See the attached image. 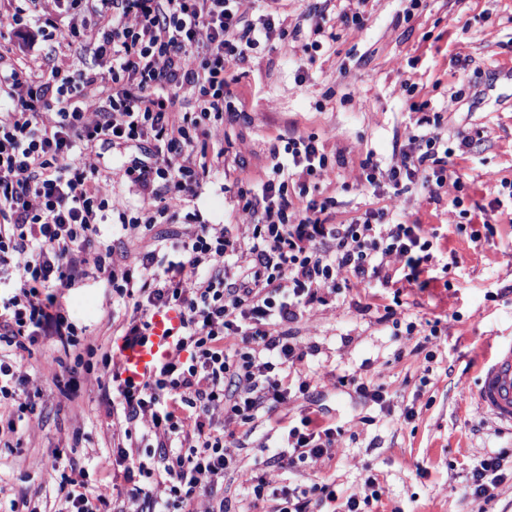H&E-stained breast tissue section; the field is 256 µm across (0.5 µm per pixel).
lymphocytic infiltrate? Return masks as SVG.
I'll return each instance as SVG.
<instances>
[{"label": "lymphocytic infiltrate", "instance_id": "lymphocytic-infiltrate-1", "mask_svg": "<svg viewBox=\"0 0 512 512\" xmlns=\"http://www.w3.org/2000/svg\"><path fill=\"white\" fill-rule=\"evenodd\" d=\"M14 23L30 20L37 40L18 45L0 68V436L22 440L42 425L33 399L54 367L30 364L33 345L100 354V405L115 443L96 470L126 485L88 483V472L58 450L59 512H192L213 495L231 467L225 450L239 428L271 416L290 391L309 394L298 370L305 352L288 326L306 308L351 288L388 279L387 259L407 270L408 284L427 287L433 243L422 225L392 223L380 209L335 221V201L312 196L332 172L316 140L288 132L272 145L269 178L260 188L236 174L224 145V117L235 111L234 71L272 40H287L281 0L246 22L241 0H22ZM91 63L73 68L68 52ZM388 170L372 157L360 168L366 186L388 179L395 192L420 181L430 201L446 185L463 188L453 159L471 136L445 141L434 118ZM147 143L125 174L147 206L125 224L135 258L115 257L100 226L112 199V173L99 166L98 143ZM221 177L258 223L238 236L221 224H183L146 240L174 220L205 181ZM305 198L296 206L295 197ZM167 260H158L159 252ZM235 268H227V257ZM106 279L125 313L124 345L147 340L155 312L182 315L180 337L146 382L124 378L110 351L83 344L82 328L61 302L65 290ZM335 428L306 416L289 427L280 459L288 467L327 454ZM503 454L475 462L466 494L488 500L503 477ZM255 499L272 497V512H361L337 500L330 484L285 488L242 475Z\"/></svg>", "mask_w": 512, "mask_h": 512}]
</instances>
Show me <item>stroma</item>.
Listing matches in <instances>:
<instances>
[{
	"label": "stroma",
	"instance_id": "obj_1",
	"mask_svg": "<svg viewBox=\"0 0 512 512\" xmlns=\"http://www.w3.org/2000/svg\"><path fill=\"white\" fill-rule=\"evenodd\" d=\"M404 7L403 0H367L358 29L341 23L340 0H285L288 42H271L235 72L240 113L225 117L224 135L241 177L253 184L267 179L269 149L280 135L293 130L315 137L336 163L320 193L335 197L337 222L374 208L396 222L423 224L436 235V262L429 287L406 286L402 263L391 261L388 283L311 304L293 324L298 341L313 348L300 367L313 374L317 388L309 397L290 394L275 415L296 424L316 410L339 432L328 454L291 469L278 457L277 431L266 419L256 420L252 433L226 450L234 469L222 495L234 512L271 508L245 495L243 472L272 488L326 479L344 499L364 498L366 480L376 478L382 495L362 512H512L511 475L492 487L488 502L465 495L478 459L512 455V431L467 398L499 340L512 336V194L502 186L512 182V0H422L409 18ZM322 18L335 36L314 51L310 29ZM422 101L440 115L443 138L478 137L472 151L454 161L466 175L464 190L449 189L433 204L418 185L400 196L385 180L377 190L364 189L360 160L369 155L388 168L417 133L419 115L410 105ZM138 154V148L108 144L99 150L100 165L112 171V210L100 232L119 251L122 216H135L143 205L124 174ZM457 195L459 207L452 203ZM185 209L232 234L258 220L239 208L220 179L203 183ZM484 210L496 215L493 229L482 224ZM397 296L400 320L444 317L442 334L427 344L434 362L415 352L416 337L394 335L382 323ZM64 301L94 344L120 345L113 323L124 308L113 305L104 280L83 282ZM344 375L382 387L385 405L360 399L353 386L340 384ZM100 399L92 379L73 403L61 401L53 381L43 382L35 398L43 425L21 447H0V512L26 496L37 497L41 512H57L59 476L48 465L54 449H69L81 466L111 451L112 425ZM409 409L415 417L408 422ZM76 428L83 433L77 445L71 440Z\"/></svg>",
	"mask_w": 512,
	"mask_h": 512
}]
</instances>
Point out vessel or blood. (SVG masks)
Returning <instances> with one entry per match:
<instances>
[{
    "mask_svg": "<svg viewBox=\"0 0 512 512\" xmlns=\"http://www.w3.org/2000/svg\"><path fill=\"white\" fill-rule=\"evenodd\" d=\"M180 326L178 310L155 313L148 340L141 345L120 347L117 353L124 377L135 382L148 380L174 347ZM471 397L496 422L512 426V337L503 340L486 360Z\"/></svg>",
    "mask_w": 512,
    "mask_h": 512,
    "instance_id": "vessel-or-blood-1",
    "label": "vessel or blood"
}]
</instances>
